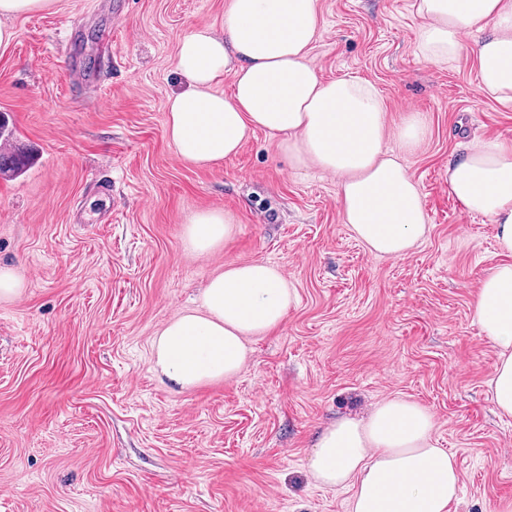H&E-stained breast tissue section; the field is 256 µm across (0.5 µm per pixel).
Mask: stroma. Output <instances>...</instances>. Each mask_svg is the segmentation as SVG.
Wrapping results in <instances>:
<instances>
[{"mask_svg": "<svg viewBox=\"0 0 512 512\" xmlns=\"http://www.w3.org/2000/svg\"><path fill=\"white\" fill-rule=\"evenodd\" d=\"M227 3L51 0L11 20L0 113L33 160L0 177V265L25 283L0 302V512H349L348 491L312 479L316 438L391 397L433 415L459 465L456 512H494L512 500V418L494 412L496 351L474 301L501 257L447 171L466 136L512 142V103L484 92L470 51L449 68L417 57L414 0H318L321 78L373 83L388 130L410 112L429 121L400 156L427 233L372 255L336 176L295 166L266 132L215 165L178 157L165 123L179 42L223 34ZM204 210L235 231L193 255L183 228ZM253 260L297 291L284 323L249 340L234 378L175 389L155 370L157 334Z\"/></svg>", "mask_w": 512, "mask_h": 512, "instance_id": "1", "label": "stroma"}]
</instances>
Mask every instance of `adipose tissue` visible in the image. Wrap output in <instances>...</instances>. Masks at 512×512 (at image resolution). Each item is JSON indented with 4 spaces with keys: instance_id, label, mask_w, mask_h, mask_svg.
I'll use <instances>...</instances> for the list:
<instances>
[{
    "instance_id": "obj_1",
    "label": "adipose tissue",
    "mask_w": 512,
    "mask_h": 512,
    "mask_svg": "<svg viewBox=\"0 0 512 512\" xmlns=\"http://www.w3.org/2000/svg\"><path fill=\"white\" fill-rule=\"evenodd\" d=\"M414 49L425 62L453 65L463 36L481 87L512 101V0H415ZM320 24L318 0H229L224 33L185 35L176 55L184 90L167 103L166 131L186 163L207 166L235 154L262 129L295 165L336 175L346 224L376 256L408 252L426 231L424 203L407 168L384 150L386 108L359 78L323 80L308 59ZM233 74L231 95L217 91ZM448 190L463 212L497 224L499 252L476 294L482 335L496 348L489 382L499 416L512 418V143L477 138L448 167ZM230 214L201 211L183 230L186 249L212 251L233 234ZM296 290L277 267L255 260L212 277L202 312L182 313L159 332L154 365L183 389L228 380L241 370L245 339L284 322ZM434 418L419 403L388 398L364 420L342 418L320 433L310 473L351 493L349 512H453L460 476L453 454L436 447Z\"/></svg>"
}]
</instances>
